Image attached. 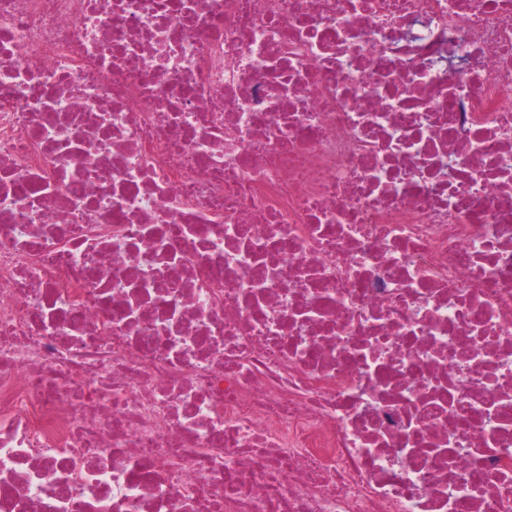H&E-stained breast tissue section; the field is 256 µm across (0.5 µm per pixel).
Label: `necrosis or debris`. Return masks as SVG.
I'll list each match as a JSON object with an SVG mask.
<instances>
[{
    "mask_svg": "<svg viewBox=\"0 0 512 512\" xmlns=\"http://www.w3.org/2000/svg\"><path fill=\"white\" fill-rule=\"evenodd\" d=\"M0 512H512V0H0Z\"/></svg>",
    "mask_w": 512,
    "mask_h": 512,
    "instance_id": "obj_1",
    "label": "necrosis or debris"
}]
</instances>
